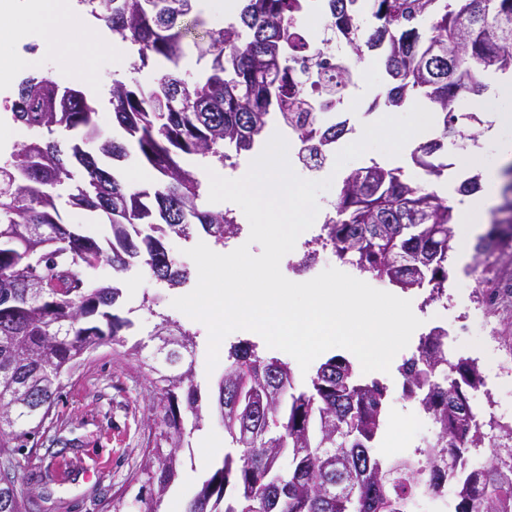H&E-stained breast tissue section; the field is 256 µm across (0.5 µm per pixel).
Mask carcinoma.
Listing matches in <instances>:
<instances>
[{
  "mask_svg": "<svg viewBox=\"0 0 512 512\" xmlns=\"http://www.w3.org/2000/svg\"><path fill=\"white\" fill-rule=\"evenodd\" d=\"M199 0H80L90 14L129 44L132 70L168 65L151 88L136 79L112 80L109 103L121 131L102 134L93 100L75 86L43 74L26 75L17 98L4 100L10 118L39 136L0 148V512H34L23 482L17 442L38 432L62 389V377L105 340L124 346L132 323L115 312L119 278L135 266L169 288L191 281L189 268L169 256L166 240L188 241L201 230L224 246L241 225L230 210L204 209L201 181L185 164L199 156L224 165L251 151L271 124L289 128L320 154L349 131L320 125L300 105V88H288V70L312 52L293 27L305 0H244L239 20L209 29L193 41L196 61L181 67L188 27ZM345 45L361 59L364 49L383 50L388 76L376 97L389 109L413 97L438 114L440 136L418 144L413 162L436 178L437 161L464 96L489 88L482 72H512V0H329ZM350 70L339 68L325 87L340 94ZM155 174L153 183L129 186L120 163L130 156ZM112 161V168L100 160ZM71 208L97 212L112 238L101 240L81 224H68ZM336 217L312 244L408 291L432 287L430 299L448 287L452 207L428 186L377 163L344 179ZM493 223L476 245L484 258L479 287L485 303L499 296L496 252L512 241ZM103 266L112 282L91 275ZM150 334L156 353L172 365L196 348L197 332L158 314ZM159 384L154 400L162 430L148 452L140 500H159L177 482L179 449L187 432L201 427L203 411L224 425L232 451L187 501L185 512H407L419 494L439 497L448 488L454 512H512V427L482 462L472 450L485 445L483 423L471 399L481 378L473 360L448 359V330L432 328L398 372L404 394L417 401L435 427L434 441L415 457L384 460L372 453L383 426L388 387L357 373L342 355L321 363L307 391L295 392L289 364L259 354L249 342L230 346L224 373L207 395L192 369L168 374L149 366ZM290 458L283 470V456Z\"/></svg>",
  "mask_w": 512,
  "mask_h": 512,
  "instance_id": "cac0c4a2",
  "label": "carcinoma"
}]
</instances>
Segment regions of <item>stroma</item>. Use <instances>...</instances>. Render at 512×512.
<instances>
[{
    "label": "stroma",
    "instance_id": "35a3bbf8",
    "mask_svg": "<svg viewBox=\"0 0 512 512\" xmlns=\"http://www.w3.org/2000/svg\"><path fill=\"white\" fill-rule=\"evenodd\" d=\"M77 13L85 21L82 34L112 44L111 51L87 59L86 68L92 71L93 80L84 89L87 97L99 99V124L109 135L113 129L107 89L119 72L116 57L125 47L113 40L111 32L89 16L85 7H78ZM359 76L355 97L347 99L343 105L349 131L334 144L337 152L360 140L364 125L391 114L390 109L373 104L387 82L381 62L376 60L363 66ZM487 107L482 96L464 97L456 104L458 112L472 116L464 128L470 136L467 154L481 167L498 172L507 160L499 150L497 137L490 134L492 123ZM461 156L457 152L449 153L448 161L453 168L447 177L438 180L432 179L408 156L403 158L401 168L406 179L433 185L454 207L465 201L457 190L462 178L454 168ZM475 265L476 259L472 256L461 266L449 262L447 302L428 301V292L424 289L408 291L413 312L421 324L417 337L410 339L407 349L415 351L418 336L436 325L447 328L453 340L454 357H471L472 346L482 345L486 357L501 366L497 383L474 394L479 412L487 421L495 408H512V301H499L484 307L483 311H472L480 276ZM120 286L124 296L119 314L132 321L134 339H147L160 312L196 331V354L192 358L194 381L201 390L212 389L224 367L220 364L212 369L207 366L205 325L172 307V300L182 296V289L160 286L143 267L124 274ZM147 294L160 295L158 306L143 305ZM385 379L393 393L386 429L380 432L375 448L376 454L384 458L389 455L391 429L400 422L412 420L418 413L416 404L406 399L401 391L400 375L392 371L386 373ZM63 383L62 396L43 429L21 450L22 456L29 460L21 476L32 489L40 512H112V503L117 499L124 501L129 512H168L169 508L183 505L186 496L199 488L229 450L223 424L216 416H206L202 429L192 433L187 447L180 450L183 464L177 487L156 506H148L137 499L143 480L141 470L145 452L154 446L161 425L149 411L155 385L142 359L131 355L125 347L107 342L85 355L65 375Z\"/></svg>",
    "mask_w": 512,
    "mask_h": 512
}]
</instances>
